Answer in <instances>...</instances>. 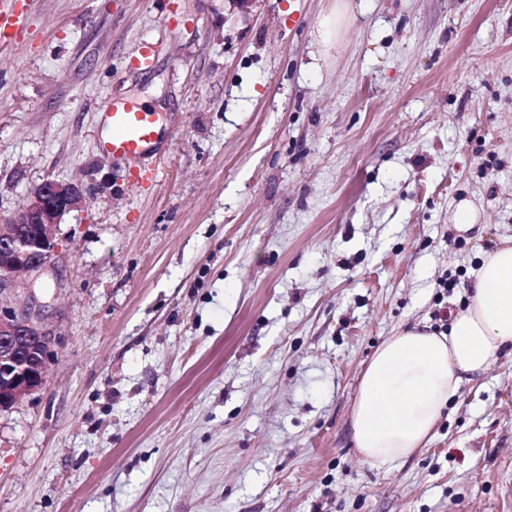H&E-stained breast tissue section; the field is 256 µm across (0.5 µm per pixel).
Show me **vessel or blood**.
<instances>
[{
  "label": "vessel or blood",
  "instance_id": "vessel-or-blood-1",
  "mask_svg": "<svg viewBox=\"0 0 512 512\" xmlns=\"http://www.w3.org/2000/svg\"><path fill=\"white\" fill-rule=\"evenodd\" d=\"M106 116L112 133L101 142L100 147L114 157L126 161L137 160L153 149L160 136L155 114L148 109H110Z\"/></svg>",
  "mask_w": 512,
  "mask_h": 512
}]
</instances>
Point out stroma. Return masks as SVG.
<instances>
[{
	"label": "stroma",
	"instance_id": "35a3bbf8",
	"mask_svg": "<svg viewBox=\"0 0 512 512\" xmlns=\"http://www.w3.org/2000/svg\"><path fill=\"white\" fill-rule=\"evenodd\" d=\"M352 3L325 43L336 0H26L0 224L47 179L86 202L35 289L45 388L0 414V512H512L511 355L411 457L351 439L377 348L512 237V0ZM106 102L157 112L137 163L99 151ZM351 12L350 3H338L336 9L323 18L320 28L325 41L328 42L337 36L340 26L349 19ZM453 225L460 235H467L473 231L480 234L484 228L480 224V214L475 205L469 200H461L453 212Z\"/></svg>",
	"mask_w": 512,
	"mask_h": 512
}]
</instances>
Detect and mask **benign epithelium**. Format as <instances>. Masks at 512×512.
<instances>
[{"label":"benign epithelium","mask_w":512,"mask_h":512,"mask_svg":"<svg viewBox=\"0 0 512 512\" xmlns=\"http://www.w3.org/2000/svg\"><path fill=\"white\" fill-rule=\"evenodd\" d=\"M84 203L78 184L47 180L0 225L1 413L43 388L54 334L43 321L44 305L37 301L34 285L53 266L61 218ZM15 290L28 294L26 306L17 309L4 297Z\"/></svg>","instance_id":"obj_1"}]
</instances>
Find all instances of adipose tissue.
Wrapping results in <instances>:
<instances>
[{
	"mask_svg": "<svg viewBox=\"0 0 512 512\" xmlns=\"http://www.w3.org/2000/svg\"><path fill=\"white\" fill-rule=\"evenodd\" d=\"M512 354V243L485 253L466 304L447 332L416 326L389 336L361 379L352 441L375 465L407 458L435 433L462 381L488 374Z\"/></svg>",
	"mask_w": 512,
	"mask_h": 512,
	"instance_id": "adipose-tissue-1",
	"label": "adipose tissue"
}]
</instances>
